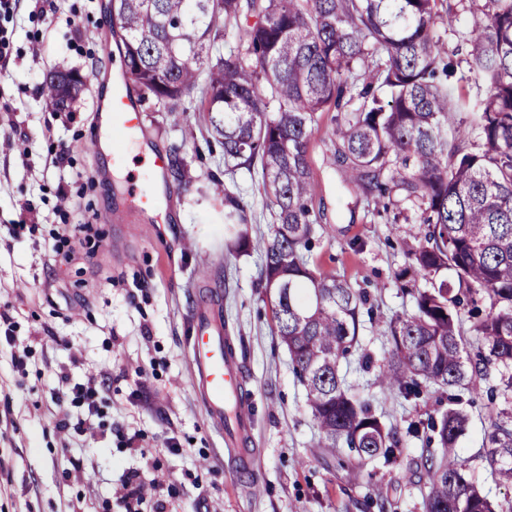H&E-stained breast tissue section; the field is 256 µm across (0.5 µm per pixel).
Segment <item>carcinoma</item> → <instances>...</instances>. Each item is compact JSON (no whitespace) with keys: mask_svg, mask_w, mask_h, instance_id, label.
Here are the masks:
<instances>
[{"mask_svg":"<svg viewBox=\"0 0 512 512\" xmlns=\"http://www.w3.org/2000/svg\"><path fill=\"white\" fill-rule=\"evenodd\" d=\"M471 10L478 19L461 36L463 71L438 34L453 15L450 0H112L124 66L142 95L175 108L201 88L197 107L224 146V166L260 174L276 219L257 245L260 279L273 335L305 389L317 448L390 463L401 437L340 372L358 347L362 317H372L369 295L316 273L306 256L318 223L307 158L317 114L359 101L337 122L330 162L375 209L417 214L400 277L430 282L407 289L415 310L390 320L392 349L379 374L382 388L405 400L429 388L448 401L438 418L406 430L426 429L427 442L442 448L424 458V512H512V502L495 505L483 494L457 452L469 422L463 393L501 399L485 460L495 481L512 487V0H471ZM220 20L237 29L239 45L217 56ZM369 57L379 62L367 66ZM471 79L483 94L452 98ZM84 86V77L56 70L42 96L65 112ZM451 112L474 115L478 140L459 129L448 135ZM224 207L238 247L253 246L243 200L226 194ZM444 270L453 281L440 277ZM465 317L480 342L474 359ZM492 370L498 383L484 389Z\"/></svg>","mask_w":512,"mask_h":512,"instance_id":"1","label":"carcinoma"}]
</instances>
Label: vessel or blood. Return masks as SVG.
<instances>
[{
	"instance_id": "1",
	"label": "vessel or blood",
	"mask_w": 512,
	"mask_h": 512,
	"mask_svg": "<svg viewBox=\"0 0 512 512\" xmlns=\"http://www.w3.org/2000/svg\"><path fill=\"white\" fill-rule=\"evenodd\" d=\"M142 124V111L133 97L127 75L112 78V93L103 103L95 122V138L118 131L132 139ZM168 164L163 153L153 152L146 173L152 183L149 190L135 191L141 209L154 211L167 207L168 193L159 181ZM194 331L191 364L194 387L201 397L216 429L224 433L226 454L230 461L247 466L254 451L244 445L250 427L248 395L245 392L235 346L224 334L220 306L205 301L191 314Z\"/></svg>"
}]
</instances>
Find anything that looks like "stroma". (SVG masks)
I'll list each match as a JSON object with an SVG mask.
<instances>
[{"label": "stroma", "mask_w": 512, "mask_h": 512, "mask_svg": "<svg viewBox=\"0 0 512 512\" xmlns=\"http://www.w3.org/2000/svg\"><path fill=\"white\" fill-rule=\"evenodd\" d=\"M42 13L22 0L14 17L8 59H0V225L36 214L35 230L19 240L0 239V310H8L12 341L0 342V401L8 400L21 425L0 434V463L9 484L0 512H104L126 473L156 475L169 485L166 512H423L426 475L421 439L407 437L396 463L357 468L324 462L316 454L317 428L304 387L287 349L272 334L271 305L260 284L258 250L235 251L224 223V195L247 205L253 240L272 234L275 217L259 177L227 170L224 148L207 130L203 112L170 110L141 99L150 147L181 158L183 179L166 175L170 204L144 218L124 201L117 182L106 181L112 161L86 143L94 115L114 70L116 52L110 0H54ZM71 69L86 79L69 111L52 119L40 97L47 74ZM334 113L324 112L309 142L312 210L319 215L308 254L321 275L345 279L369 292L373 320L360 332L359 354L342 362L349 385L369 398L383 421L405 432L426 414H440L433 394L404 400L381 392L375 365L391 348L392 317L412 313L413 298L401 271L408 260L402 240L414 223L394 228L393 216L376 212L331 165L336 148ZM64 167L51 162L59 145ZM100 225L104 238L92 262L52 260L45 248L56 224ZM222 298L224 333L242 362L251 411V474L236 479L192 380L190 312L210 292ZM31 347L26 373L13 355ZM371 357L364 370L359 356ZM111 371L103 408L111 431H54L57 420L77 422L82 409L61 396L53 373L82 383ZM470 423L458 449L484 493L496 503L512 488L493 481L482 457L492 410L485 395L471 396ZM139 431L141 449L123 448L122 431ZM176 438L177 453L165 449ZM161 470H153L154 459Z\"/></svg>", "instance_id": "1"}]
</instances>
